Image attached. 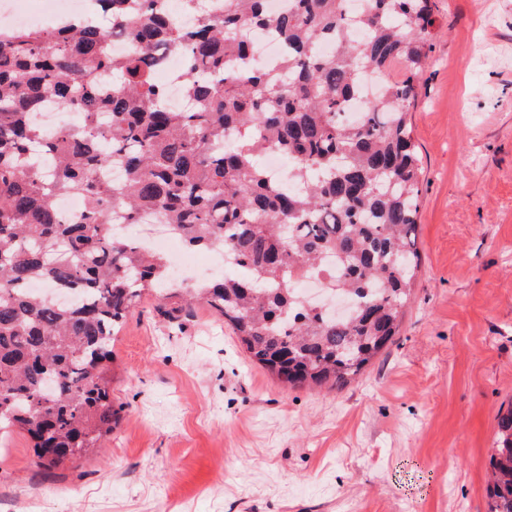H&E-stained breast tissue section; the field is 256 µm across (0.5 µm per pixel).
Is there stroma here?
<instances>
[{"label":"stroma","mask_w":512,"mask_h":512,"mask_svg":"<svg viewBox=\"0 0 512 512\" xmlns=\"http://www.w3.org/2000/svg\"><path fill=\"white\" fill-rule=\"evenodd\" d=\"M411 111L421 265L396 341L344 389L290 388L223 318L154 296L114 343L119 422L56 469L0 436V512H486L512 407V0H433Z\"/></svg>","instance_id":"35a3bbf8"}]
</instances>
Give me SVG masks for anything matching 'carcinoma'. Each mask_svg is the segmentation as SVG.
<instances>
[{"instance_id":"1","label":"carcinoma","mask_w":512,"mask_h":512,"mask_svg":"<svg viewBox=\"0 0 512 512\" xmlns=\"http://www.w3.org/2000/svg\"><path fill=\"white\" fill-rule=\"evenodd\" d=\"M106 2V27L0 32V431L27 433L47 468L105 447L118 423L112 344L144 294L171 320L209 308L286 385L340 390L394 341L420 266L409 113L439 34L432 0H366L357 14L352 0H286L276 12L223 0L217 14L183 0L189 27L165 0ZM352 25L364 38L349 39ZM258 28L288 47L283 67L251 58ZM117 30L129 41L119 57ZM162 45L185 56L187 110L155 81ZM366 71L388 80L344 123ZM48 102L77 121L45 131L34 115ZM267 150L288 158L303 190L259 164ZM114 161L127 172L118 186L103 177ZM74 194L87 210L67 224L53 201ZM116 208L129 224L157 216L187 249H222L239 270L170 283L164 255L112 235ZM310 275L352 296V313L303 302L298 277ZM35 281L74 300L36 294ZM488 512H512V409L497 417Z\"/></svg>"}]
</instances>
